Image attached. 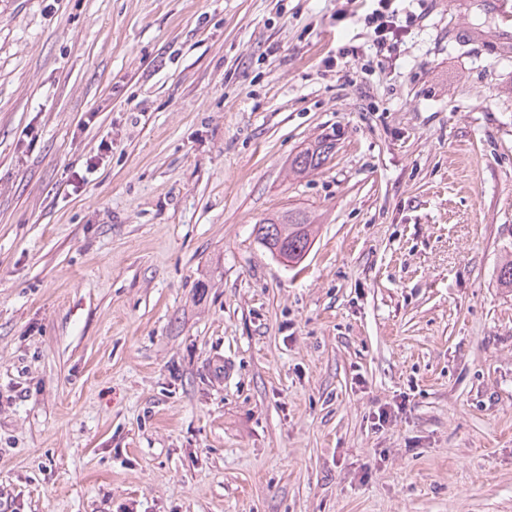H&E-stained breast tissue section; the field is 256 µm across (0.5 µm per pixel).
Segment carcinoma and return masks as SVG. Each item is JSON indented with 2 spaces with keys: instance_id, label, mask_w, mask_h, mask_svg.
I'll list each match as a JSON object with an SVG mask.
<instances>
[{
  "instance_id": "carcinoma-1",
  "label": "carcinoma",
  "mask_w": 512,
  "mask_h": 512,
  "mask_svg": "<svg viewBox=\"0 0 512 512\" xmlns=\"http://www.w3.org/2000/svg\"><path fill=\"white\" fill-rule=\"evenodd\" d=\"M333 147L330 140H317L295 155L291 168L297 174L315 171L329 159ZM255 234L258 242L272 256L297 264L310 251L315 229L305 212L290 211L261 221L255 225Z\"/></svg>"
}]
</instances>
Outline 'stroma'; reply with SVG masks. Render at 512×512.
Instances as JSON below:
<instances>
[{
	"label": "stroma",
	"mask_w": 512,
	"mask_h": 512,
	"mask_svg": "<svg viewBox=\"0 0 512 512\" xmlns=\"http://www.w3.org/2000/svg\"><path fill=\"white\" fill-rule=\"evenodd\" d=\"M464 2L388 65L354 0H0V512H512V58ZM333 147V141L326 138L317 140L295 155L291 161V168L297 174L315 171L329 159ZM258 242L272 254L288 263L301 262L314 241V224L303 211L267 218L255 224Z\"/></svg>",
	"instance_id": "stroma-1"
}]
</instances>
